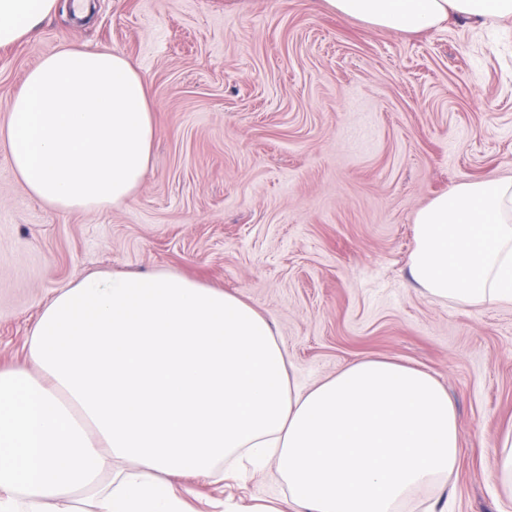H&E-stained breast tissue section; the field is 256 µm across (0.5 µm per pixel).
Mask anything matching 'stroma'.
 <instances>
[{
  "label": "stroma",
  "instance_id": "obj_1",
  "mask_svg": "<svg viewBox=\"0 0 512 512\" xmlns=\"http://www.w3.org/2000/svg\"><path fill=\"white\" fill-rule=\"evenodd\" d=\"M0 48V125L25 73L68 46L124 55L154 107L153 162L125 206L32 198L0 140V367L91 271L167 270L234 294L271 324L293 383L361 358L440 381L462 448L448 512H512L492 437L512 427V305L466 309L413 287L414 217L471 179L512 178V23L414 36L326 0H94ZM193 512L288 507L274 466L177 477Z\"/></svg>",
  "mask_w": 512,
  "mask_h": 512
}]
</instances>
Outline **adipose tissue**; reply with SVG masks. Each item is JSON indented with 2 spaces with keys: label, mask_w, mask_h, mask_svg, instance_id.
I'll use <instances>...</instances> for the list:
<instances>
[{
  "label": "adipose tissue",
  "mask_w": 512,
  "mask_h": 512,
  "mask_svg": "<svg viewBox=\"0 0 512 512\" xmlns=\"http://www.w3.org/2000/svg\"><path fill=\"white\" fill-rule=\"evenodd\" d=\"M373 29L419 34L512 19V0H327ZM59 0H0V47ZM0 138L43 204L94 213L140 188L156 136L141 74L121 54L61 49L30 69ZM411 283L464 308L512 305V179H476L414 219ZM455 405L420 369L350 362L293 387L275 334L223 289L162 270L92 272L57 293L27 363L0 368V512H187L173 476L234 457L274 461L293 512H406L460 463Z\"/></svg>",
  "instance_id": "obj_1"
}]
</instances>
